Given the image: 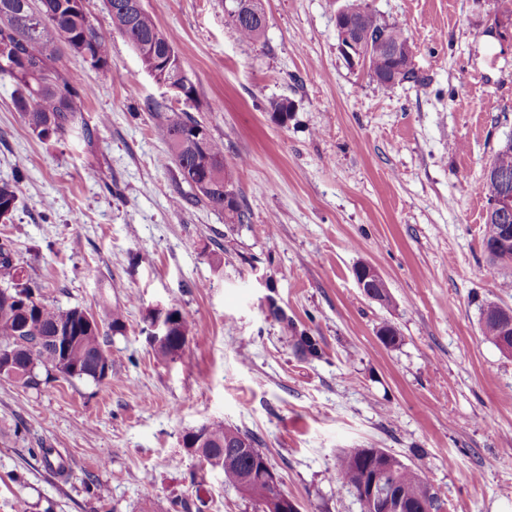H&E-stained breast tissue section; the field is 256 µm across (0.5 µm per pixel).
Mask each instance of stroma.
<instances>
[{
  "instance_id": "35a3bbf8",
  "label": "stroma",
  "mask_w": 512,
  "mask_h": 512,
  "mask_svg": "<svg viewBox=\"0 0 512 512\" xmlns=\"http://www.w3.org/2000/svg\"><path fill=\"white\" fill-rule=\"evenodd\" d=\"M260 2L265 34L246 42L225 0H144L196 89L173 108L223 141L246 224L180 202L147 110L169 96L102 0L87 5L112 81L66 47L55 61L93 88L91 143L40 140L0 77V182L18 195L0 244L43 302L126 310L105 380L0 377V512H256L183 444L217 421L258 439L301 512H360L338 472L353 448L425 472L442 512H512V355L481 324L488 303L512 308V264L490 263L480 190L512 135V42L496 34L512 0H364L414 42L420 82L390 88L344 60V0ZM362 263L391 305L358 287ZM159 305L191 323L172 358L149 339ZM298 330L321 357L297 353ZM356 270L358 271V276L355 274V278L359 288L363 290L366 297H368L371 300H375L374 290L379 292V288L372 289L369 286H367V284L374 283L378 287H387V282L385 278L378 271L377 268L368 263L359 264Z\"/></svg>"
}]
</instances>
